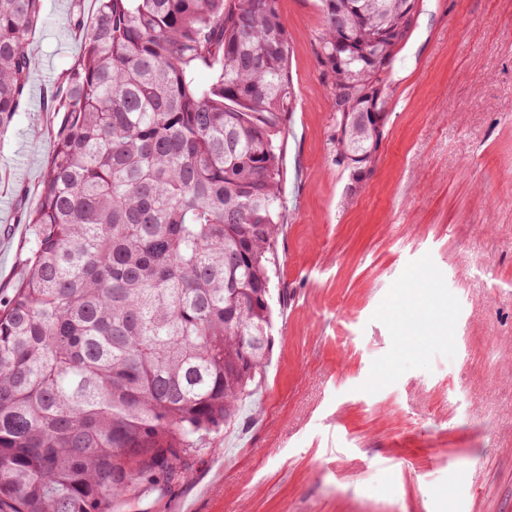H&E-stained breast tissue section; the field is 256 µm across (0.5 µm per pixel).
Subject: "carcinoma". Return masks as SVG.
<instances>
[{
    "mask_svg": "<svg viewBox=\"0 0 512 512\" xmlns=\"http://www.w3.org/2000/svg\"><path fill=\"white\" fill-rule=\"evenodd\" d=\"M36 241L0 308V512H108L183 475L273 349L294 90L279 0H96ZM336 166L370 168L418 0H320ZM41 0H0V126L24 111ZM206 72L209 79L199 80Z\"/></svg>",
    "mask_w": 512,
    "mask_h": 512,
    "instance_id": "1",
    "label": "carcinoma"
}]
</instances>
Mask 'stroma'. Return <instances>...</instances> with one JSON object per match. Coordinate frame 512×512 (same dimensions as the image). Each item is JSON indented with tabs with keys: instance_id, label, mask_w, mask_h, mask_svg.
Masks as SVG:
<instances>
[{
	"instance_id": "stroma-1",
	"label": "stroma",
	"mask_w": 512,
	"mask_h": 512,
	"mask_svg": "<svg viewBox=\"0 0 512 512\" xmlns=\"http://www.w3.org/2000/svg\"><path fill=\"white\" fill-rule=\"evenodd\" d=\"M43 0L27 105L0 126V306L25 274L83 55ZM296 96L274 285L275 345L238 421L170 488L110 512H512V0H418L363 179L338 168L316 61L318 0H279Z\"/></svg>"
}]
</instances>
